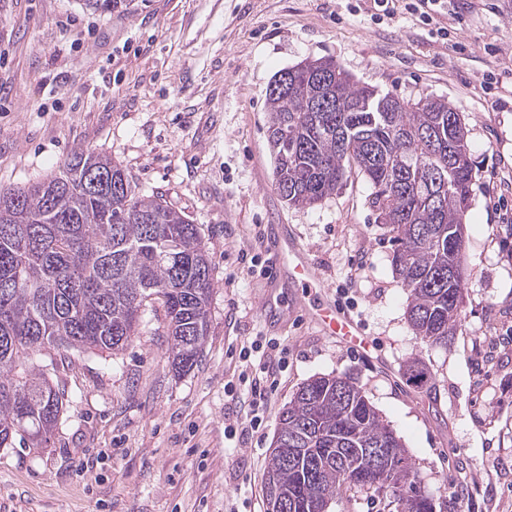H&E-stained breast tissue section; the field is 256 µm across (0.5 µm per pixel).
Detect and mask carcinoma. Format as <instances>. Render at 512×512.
Instances as JSON below:
<instances>
[{"instance_id":"obj_1","label":"carcinoma","mask_w":512,"mask_h":512,"mask_svg":"<svg viewBox=\"0 0 512 512\" xmlns=\"http://www.w3.org/2000/svg\"><path fill=\"white\" fill-rule=\"evenodd\" d=\"M339 97L306 111L318 81ZM267 89V133L277 192L290 206L321 203L356 171L373 186L370 204L395 249V273L410 294L408 320L422 340L448 345L464 300V230L473 161L461 114L447 101L391 97L362 85L334 60L306 59ZM453 146V154L443 151ZM94 168L105 184L91 190ZM214 288L198 225L159 195L138 190L112 158L73 150L57 171L0 187V448L48 443L68 391L30 365L36 352L124 349L146 303L161 302L178 374L193 369L209 330ZM406 381L431 376L412 359ZM277 434L288 452L269 455L288 512H322L350 488L388 500L394 512H455L453 499L422 492L400 437L349 376H314L283 409ZM380 448L378 474L361 475Z\"/></svg>"}]
</instances>
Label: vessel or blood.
Returning <instances> with one entry per match:
<instances>
[{
    "label": "vessel or blood",
    "mask_w": 512,
    "mask_h": 512,
    "mask_svg": "<svg viewBox=\"0 0 512 512\" xmlns=\"http://www.w3.org/2000/svg\"><path fill=\"white\" fill-rule=\"evenodd\" d=\"M263 250L270 258V272L264 283L263 302L277 298L279 288H296L299 304L311 322L330 336L339 338L349 348L367 353L372 343L361 325L329 295L318 277L310 252L285 224L264 225L261 232Z\"/></svg>",
    "instance_id": "obj_1"
}]
</instances>
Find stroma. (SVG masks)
<instances>
[{
    "label": "stroma",
    "instance_id": "stroma-1",
    "mask_svg": "<svg viewBox=\"0 0 512 512\" xmlns=\"http://www.w3.org/2000/svg\"><path fill=\"white\" fill-rule=\"evenodd\" d=\"M372 0H0V186L55 172L75 148L111 156L145 193L198 224L215 286L196 367L171 368L162 311H145L112 356L71 352L52 374L73 398L44 448L0 449V512H265L279 416L306 380L358 386L396 432L431 496L457 512H512V0H451L439 21L455 52L408 15L374 24ZM329 58L361 84L461 112L475 160L465 230L466 290L448 346L406 319L391 234L363 176L313 207L273 183L266 91L281 69ZM265 224H289L330 292L347 290L370 356L322 335L297 308L276 332L263 277L243 272ZM278 338L288 368L253 438L228 440L243 343ZM421 359L432 392L403 376ZM91 458L93 470L80 469Z\"/></svg>",
    "mask_w": 512,
    "mask_h": 512
}]
</instances>
